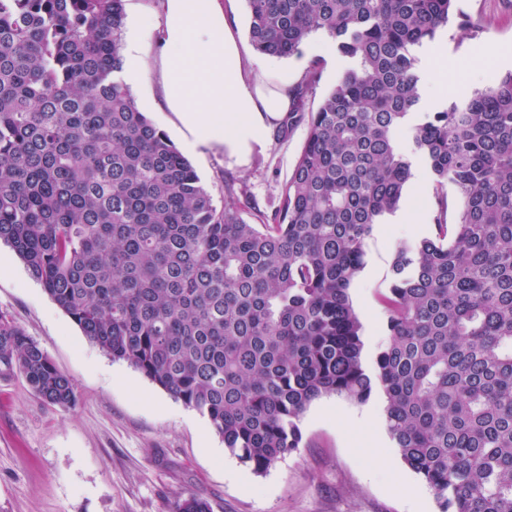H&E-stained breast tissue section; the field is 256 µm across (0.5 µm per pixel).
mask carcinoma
<instances>
[{
	"mask_svg": "<svg viewBox=\"0 0 512 512\" xmlns=\"http://www.w3.org/2000/svg\"><path fill=\"white\" fill-rule=\"evenodd\" d=\"M260 56L320 31L351 65L306 123L280 207L214 205L139 110L123 68L124 0H0V242L114 361L207 416L262 475L302 442L324 396L384 398L388 433L440 512H512V72L423 111L418 48L455 0H245ZM434 236L395 249L388 344L364 363L351 287L415 159ZM453 187L457 205L448 203ZM71 408L69 377L0 312V376ZM175 512H211L194 495Z\"/></svg>",
	"mask_w": 512,
	"mask_h": 512,
	"instance_id": "obj_1",
	"label": "carcinoma"
}]
</instances>
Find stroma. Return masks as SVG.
Instances as JSON below:
<instances>
[{
  "mask_svg": "<svg viewBox=\"0 0 512 512\" xmlns=\"http://www.w3.org/2000/svg\"><path fill=\"white\" fill-rule=\"evenodd\" d=\"M455 22L418 51L419 67L447 68L423 95L435 110L466 89L512 71V0H455ZM477 27L464 34L460 23ZM488 51L482 67L472 58ZM301 52L321 59L320 79L304 96L313 112L349 63L325 36ZM307 127L271 135L241 166L213 148L190 154L215 204L224 183L245 184L253 207L273 214L301 154ZM436 207L433 181L415 166L399 209L375 225L366 266L351 287L366 357L388 341L379 296L388 288L398 244L428 237ZM0 312L20 325L71 380L73 408L43 403L22 377L0 378V512H174L193 494L211 512H439L428 486L401 460L383 419L384 402L318 399L300 421L302 443L265 475H254L224 447L199 412L174 400L88 340L6 244L0 243Z\"/></svg>",
  "mask_w": 512,
  "mask_h": 512,
  "instance_id": "stroma-1",
  "label": "stroma"
}]
</instances>
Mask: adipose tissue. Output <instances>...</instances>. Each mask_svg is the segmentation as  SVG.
I'll use <instances>...</instances> for the list:
<instances>
[{
  "mask_svg": "<svg viewBox=\"0 0 512 512\" xmlns=\"http://www.w3.org/2000/svg\"><path fill=\"white\" fill-rule=\"evenodd\" d=\"M234 0H163L158 42L159 83L183 146H215L248 164L254 146L292 105L290 81L262 92L234 17Z\"/></svg>",
  "mask_w": 512,
  "mask_h": 512,
  "instance_id": "1",
  "label": "adipose tissue"
}]
</instances>
